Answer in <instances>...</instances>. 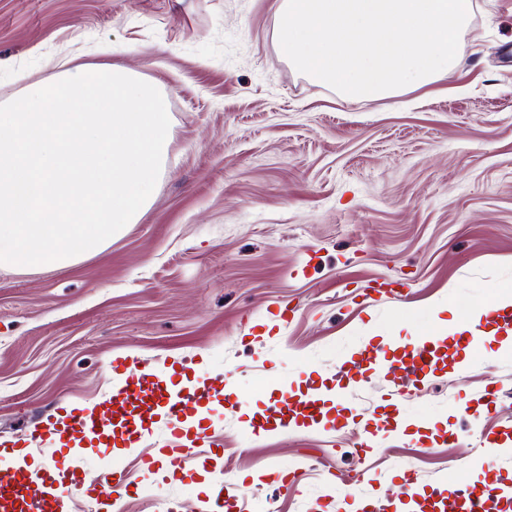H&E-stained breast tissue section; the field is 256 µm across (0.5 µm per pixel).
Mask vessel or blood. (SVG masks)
I'll use <instances>...</instances> for the list:
<instances>
[{"label":"vessel or blood","mask_w":512,"mask_h":512,"mask_svg":"<svg viewBox=\"0 0 512 512\" xmlns=\"http://www.w3.org/2000/svg\"><path fill=\"white\" fill-rule=\"evenodd\" d=\"M363 298L368 305L383 300L400 306L407 302L403 284L386 281L365 288ZM490 325L511 332L512 309L494 302L480 319H465L462 342L477 347ZM390 350V339L382 337L368 342L356 357L339 360L332 375L337 388H344L349 378L379 373L402 386L436 370L433 337L417 338L396 359ZM112 369L115 384L103 400L57 408L29 438L0 443V512H71V491L78 486L94 488L105 498L116 492L134 495L137 487L129 481L117 451H136L160 421L165 424V441L156 454L140 458V472L153 473L163 461L179 470L193 466L190 450L201 444L210 448L209 462L222 460L224 448L212 442L200 411L219 398L227 403L239 399L232 371L199 375L179 360L154 366L117 362ZM272 381L281 397L251 421L253 433L284 437L302 428H341V420L326 417L327 401L319 386L311 383L304 392H294L292 381L279 371L273 373ZM407 424L398 394L390 393L371 414L360 418L355 446L361 454L375 453L403 436ZM37 442L53 447L52 456L36 457L33 445ZM511 452L512 443L496 432L485 435L481 453L467 461L464 482L443 479L432 485L406 465L390 471V493H379L380 478L367 469L358 480L369 484L368 493L349 491L347 481L330 473L323 480L322 496L340 499L343 512H512V481L497 470L499 457ZM252 484L249 478L223 483L198 497L195 512H239L240 496Z\"/></svg>","instance_id":"vessel-or-blood-1"}]
</instances>
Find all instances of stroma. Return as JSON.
<instances>
[{"label":"stroma","instance_id":"35a3bbf8","mask_svg":"<svg viewBox=\"0 0 512 512\" xmlns=\"http://www.w3.org/2000/svg\"><path fill=\"white\" fill-rule=\"evenodd\" d=\"M453 72L426 89L347 102L279 59L276 0H0V103L62 69L112 63L166 96L171 144L153 203L101 252L70 265L0 267V440L55 406L97 402L112 363L184 360L235 369L242 398L212 406L227 478L294 467L311 449L354 475L431 449L424 479L466 478L481 433L512 429V335L455 342L464 316L512 293V0H475ZM398 278L411 301L362 307L358 287ZM300 309L281 324L268 309ZM445 337L435 376L405 387L413 423L393 456H362L356 432L244 434L277 392L273 364L330 379L370 339ZM463 369H456V362ZM496 382L503 404L481 394ZM457 428L460 449L441 446ZM202 468L160 465L123 512H194ZM309 472L259 482L247 507L340 512ZM304 471L305 469L300 465L292 469L273 467L268 475L269 479L265 483L277 485L279 489L288 491L301 479Z\"/></svg>","mask_w":512,"mask_h":512}]
</instances>
